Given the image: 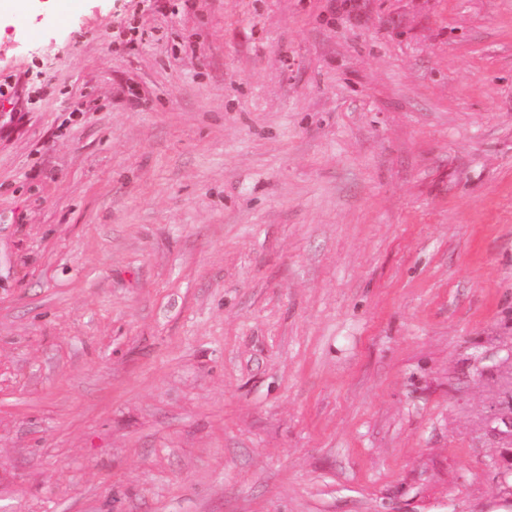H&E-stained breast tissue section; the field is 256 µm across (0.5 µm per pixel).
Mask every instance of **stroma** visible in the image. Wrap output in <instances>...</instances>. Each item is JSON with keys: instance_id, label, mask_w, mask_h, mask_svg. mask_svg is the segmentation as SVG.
<instances>
[{"instance_id": "35a3bbf8", "label": "stroma", "mask_w": 512, "mask_h": 512, "mask_svg": "<svg viewBox=\"0 0 512 512\" xmlns=\"http://www.w3.org/2000/svg\"><path fill=\"white\" fill-rule=\"evenodd\" d=\"M42 3L0 512H512V0Z\"/></svg>"}]
</instances>
